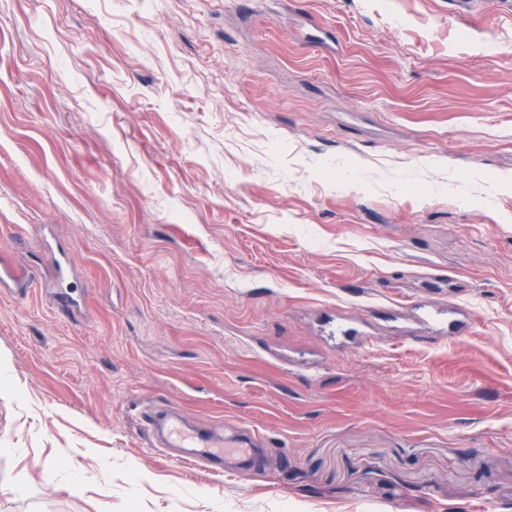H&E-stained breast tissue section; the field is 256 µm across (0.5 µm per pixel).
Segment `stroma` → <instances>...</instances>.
<instances>
[{
  "label": "stroma",
  "mask_w": 512,
  "mask_h": 512,
  "mask_svg": "<svg viewBox=\"0 0 512 512\" xmlns=\"http://www.w3.org/2000/svg\"><path fill=\"white\" fill-rule=\"evenodd\" d=\"M460 2L0 0V512H512V0ZM162 431L167 447L192 448L185 459L201 462L212 456L224 455V452H236V458L242 460L244 464L243 471H248L255 465V459L247 448H234L236 446L230 443H225L223 448L224 441L209 437L200 430L192 431L186 428L178 417H167Z\"/></svg>",
  "instance_id": "obj_1"
}]
</instances>
